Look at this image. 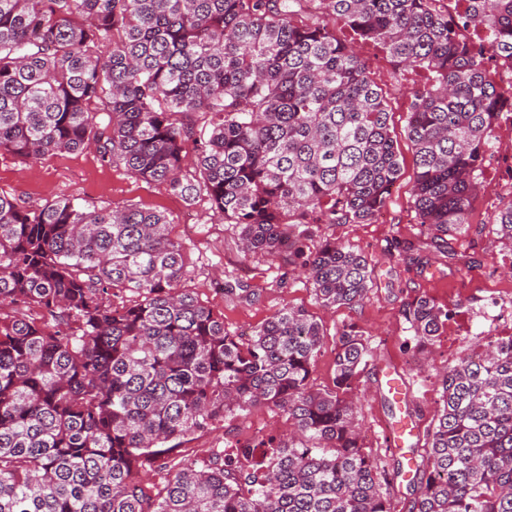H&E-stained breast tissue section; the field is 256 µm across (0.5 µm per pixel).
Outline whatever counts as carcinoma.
I'll list each match as a JSON object with an SVG mask.
<instances>
[{
  "mask_svg": "<svg viewBox=\"0 0 512 512\" xmlns=\"http://www.w3.org/2000/svg\"><path fill=\"white\" fill-rule=\"evenodd\" d=\"M435 2L0 0V152L41 159L92 141L186 202L205 195L243 251L303 267L323 306L356 305L368 259L302 226L371 222L401 163L387 96L336 24L399 78L423 75L406 87L413 207L450 262L448 234L468 231L512 106L487 68L512 61V0H466L457 18ZM197 113L210 116L200 133L183 121ZM494 227L512 251V201ZM187 274L159 212L0 194V512H392L348 400L371 355L364 334L340 332L333 386L315 390L321 323L286 304L240 341L179 287ZM127 292L136 300L114 305ZM452 314L409 299L414 348ZM259 405L288 433L177 461L173 440ZM407 473L409 512H512V335L448 368L423 461L397 463Z\"/></svg>",
  "mask_w": 512,
  "mask_h": 512,
  "instance_id": "1",
  "label": "carcinoma"
}]
</instances>
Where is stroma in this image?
<instances>
[{
	"instance_id": "35a3bbf8",
	"label": "stroma",
	"mask_w": 512,
	"mask_h": 512,
	"mask_svg": "<svg viewBox=\"0 0 512 512\" xmlns=\"http://www.w3.org/2000/svg\"><path fill=\"white\" fill-rule=\"evenodd\" d=\"M372 79L388 94L390 127L402 165L389 205L368 224H313L312 238L331 237L364 255L372 269L374 286L355 306L323 307L301 267L263 254H243L232 225L213 215L206 198L189 205L170 194L165 185L132 176L123 166L103 160L95 146L75 153L50 155L30 162L0 153V192L33 206L57 197H69L89 208L138 206L163 212L171 236L189 258L183 288L194 291L215 311L223 313L231 335L243 337L263 324L284 304L303 308L322 324L325 336L316 358L311 384L331 387L339 333L349 326L365 332L372 355L353 392L364 444L385 472L395 469L401 455L387 448L385 432L392 421V397L384 374L395 368L412 386L403 400L417 426L413 447H423L426 430L440 409L444 368L476 352L478 345L512 334V250L504 248L492 231L497 207L493 180H483L466 235L450 238L456 251L475 260L469 268L451 263L437 251L418 224L411 204L413 148L406 135V99L394 93L395 68L391 59L369 42H361ZM414 243L412 253L399 252L402 243ZM238 281L259 289L253 304L228 298L223 286ZM416 295L456 310L433 345L425 352L414 348L413 333L403 316L404 303ZM288 427L276 408L260 406L244 418L226 417L208 429L182 439L179 456L196 460L214 449L244 442L257 435L277 436Z\"/></svg>"
}]
</instances>
